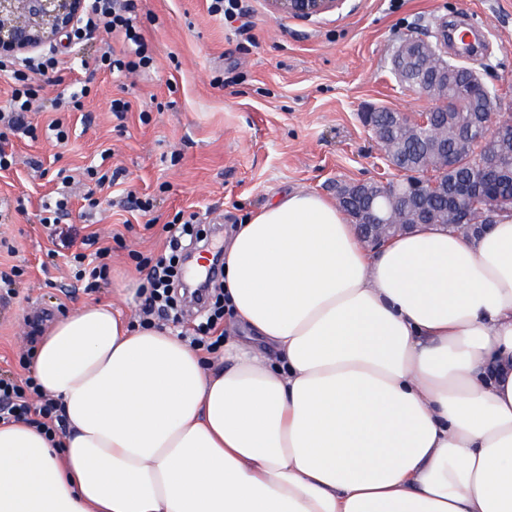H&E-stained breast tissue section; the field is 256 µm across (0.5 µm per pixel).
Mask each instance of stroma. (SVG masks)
<instances>
[{"label":"stroma","instance_id":"obj_1","mask_svg":"<svg viewBox=\"0 0 512 512\" xmlns=\"http://www.w3.org/2000/svg\"><path fill=\"white\" fill-rule=\"evenodd\" d=\"M136 4L155 70L121 81L96 73L82 111L61 116L66 143L45 134L59 117L48 106L33 116L36 137L0 142L18 160L0 171V242L11 243L0 246V267L23 270L18 298L0 302L1 372L28 361L25 318L47 327L84 305L108 303L138 320L146 278L138 260L164 251L159 225L176 211L203 224L222 218L229 230L288 191L330 196L339 181L396 180L360 114L370 105L429 110L427 98L398 85L390 55L437 20L462 14L486 31L487 51L473 66L496 89L499 112L512 114V0H345L315 22L275 16L266 0H249L247 39L209 13V0ZM219 71L229 86L212 85ZM118 96L132 103L121 120L109 110ZM106 148L121 175L98 190L101 206L89 221L83 171ZM66 175L75 178L66 223L82 236L98 233L112 249L110 277L92 294L65 265L66 246L40 223L43 201ZM131 192L153 196L158 226L130 211Z\"/></svg>","mask_w":512,"mask_h":512}]
</instances>
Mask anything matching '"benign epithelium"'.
<instances>
[{
    "mask_svg": "<svg viewBox=\"0 0 512 512\" xmlns=\"http://www.w3.org/2000/svg\"><path fill=\"white\" fill-rule=\"evenodd\" d=\"M345 0H267L277 16L292 17L302 21H314L340 9ZM87 7V0H0V56L14 57L30 53L44 45L57 41L69 32ZM448 34L438 29L434 40L426 37H411L402 41L391 56L393 73L397 80L416 92L430 98L434 104L448 97V72L454 67L447 64ZM470 84L460 91V101L468 104L473 90L485 89L481 75L468 69ZM392 119L409 125L426 126L433 112L417 116L409 113L390 111ZM512 130V119H500L492 109L471 113V127L460 133L465 145L479 156L480 173L477 179L464 185L452 183L443 186L448 202L456 215V223L448 229L466 235L471 228L472 203L480 201L483 208L479 220L485 225L492 224L497 213L494 188L504 180L503 173L488 159V152L496 145V138L505 129ZM435 184L424 175L411 173L405 181L393 187L415 213L410 224H390L372 207L363 206L371 195L369 182H338L336 196L343 202L362 203L358 212V235L361 241L377 247L388 238L419 226L418 213L425 207L426 200Z\"/></svg>",
    "mask_w": 512,
    "mask_h": 512,
    "instance_id": "1",
    "label": "benign epithelium"
}]
</instances>
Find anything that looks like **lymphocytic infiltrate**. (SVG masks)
I'll return each mask as SVG.
<instances>
[{
	"mask_svg": "<svg viewBox=\"0 0 512 512\" xmlns=\"http://www.w3.org/2000/svg\"><path fill=\"white\" fill-rule=\"evenodd\" d=\"M97 31L120 35L122 45L116 48L107 43L100 47L96 70L121 77L153 68L154 49L143 33L132 0H90V9L80 17L70 40L81 44ZM65 69V59L52 50L19 61L0 58V76H6L10 82L5 130L34 136L29 114L46 86L61 84ZM162 231L168 239L169 252L144 263L148 274L147 284L141 290L142 313L149 316L158 310L176 317L183 313L176 295L180 284L178 266L186 258L187 241L196 235L195 221L179 211L163 224ZM110 257L109 248L99 246L96 237L86 235L80 239L71 261L75 265L74 278L85 292L98 291L107 281ZM196 296L204 307V314L195 336L189 337L188 342L192 348L217 352L224 346L223 336L217 333L224 318L223 297L205 283L199 286ZM18 420L51 436L66 432L58 401L41 391L34 376H0V423Z\"/></svg>",
	"mask_w": 512,
	"mask_h": 512,
	"instance_id": "lymphocytic-infiltrate-1",
	"label": "lymphocytic infiltrate"
}]
</instances>
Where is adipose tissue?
Segmentation results:
<instances>
[{"label":"adipose tissue","instance_id":"obj_1","mask_svg":"<svg viewBox=\"0 0 512 512\" xmlns=\"http://www.w3.org/2000/svg\"><path fill=\"white\" fill-rule=\"evenodd\" d=\"M223 366L110 305L33 359L62 443L0 424V512H512V213L374 250L328 197L235 225Z\"/></svg>","mask_w":512,"mask_h":512}]
</instances>
